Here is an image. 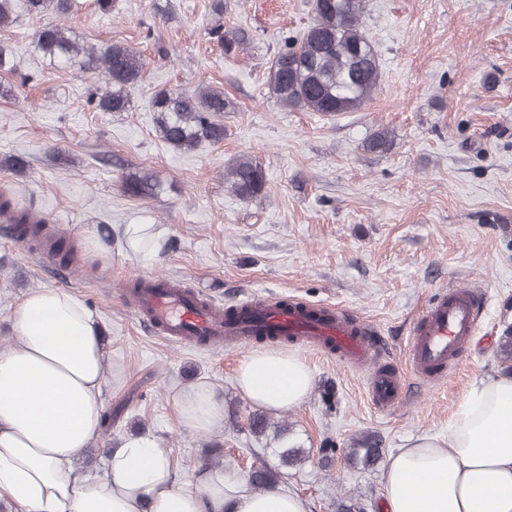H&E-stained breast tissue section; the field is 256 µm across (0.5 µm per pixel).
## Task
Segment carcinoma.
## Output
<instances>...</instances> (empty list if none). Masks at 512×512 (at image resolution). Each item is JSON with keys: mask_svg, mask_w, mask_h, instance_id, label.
Here are the masks:
<instances>
[{"mask_svg": "<svg viewBox=\"0 0 512 512\" xmlns=\"http://www.w3.org/2000/svg\"><path fill=\"white\" fill-rule=\"evenodd\" d=\"M30 15L54 10L67 15L69 0H26ZM313 22L300 35L288 40L278 50L268 68L266 85L269 94L286 109H298L333 115L356 112L376 90L380 77V61L374 42L363 28L367 0H312ZM210 39L231 56L242 49L247 33L216 26L208 31ZM35 48L51 60L76 64L86 71L103 75V85L90 93L87 103H97L104 112H124L129 107L128 95L139 80L144 63L136 52L121 44L105 49L87 48L62 24L39 28L34 37ZM158 113L159 136L177 149H194L202 142L218 143L224 139V124L215 119L221 112L233 111L224 93L198 89L192 93L178 89H160L152 99ZM230 191L242 200L260 197L266 186L261 165L241 155L225 171ZM128 196L145 199L157 195L158 184L145 175L132 173L125 177ZM0 215L7 217L20 236H36L42 220L15 199L0 194ZM497 354L502 363H512V327L503 330L497 341ZM280 467L301 465L307 459L304 448L289 447L277 452ZM349 455L362 466L373 464L381 455L379 442L371 435L354 441ZM283 475L279 470L256 469L251 484L257 491L266 489Z\"/></svg>", "mask_w": 512, "mask_h": 512, "instance_id": "carcinoma-1", "label": "carcinoma"}]
</instances>
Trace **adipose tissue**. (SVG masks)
Returning <instances> with one entry per match:
<instances>
[{"instance_id":"obj_1","label":"adipose tissue","mask_w":512,"mask_h":512,"mask_svg":"<svg viewBox=\"0 0 512 512\" xmlns=\"http://www.w3.org/2000/svg\"><path fill=\"white\" fill-rule=\"evenodd\" d=\"M132 252L160 258L166 233L125 224ZM16 342L0 352V493L24 512H309L299 495L250 490L231 470L179 480L149 433L124 437L103 475L79 471L77 457L98 439L108 358L83 301L65 291L31 292L16 315ZM236 381L255 405L283 412L305 402L314 375L295 352L256 350ZM186 428L207 431L224 418L214 387L178 398ZM384 512H512V376L474 379L447 431L421 433L389 455Z\"/></svg>"}]
</instances>
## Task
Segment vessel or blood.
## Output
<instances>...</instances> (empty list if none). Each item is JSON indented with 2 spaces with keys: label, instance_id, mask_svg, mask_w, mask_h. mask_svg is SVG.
<instances>
[{
  "label": "vessel or blood",
  "instance_id": "vessel-or-blood-1",
  "mask_svg": "<svg viewBox=\"0 0 512 512\" xmlns=\"http://www.w3.org/2000/svg\"><path fill=\"white\" fill-rule=\"evenodd\" d=\"M130 305L139 323L167 340L190 346L234 343L258 335L291 336L341 358L372 365L369 391L382 410L393 407L403 381L398 373L378 368L373 326L348 321L331 306L289 303L277 296L252 295L234 312L182 282L160 275L144 276ZM479 296L466 287L437 291L432 305L416 317L408 339L415 374L445 373L455 353L474 332Z\"/></svg>",
  "mask_w": 512,
  "mask_h": 512
}]
</instances>
